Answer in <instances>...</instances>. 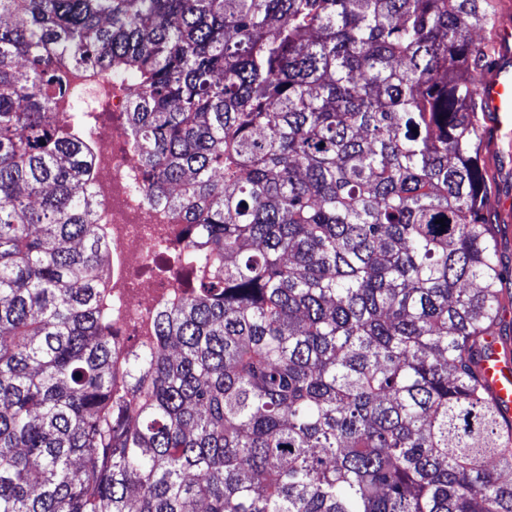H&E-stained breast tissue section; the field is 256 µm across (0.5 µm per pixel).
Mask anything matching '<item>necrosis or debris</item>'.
I'll use <instances>...</instances> for the list:
<instances>
[{"label":"necrosis or debris","instance_id":"obj_1","mask_svg":"<svg viewBox=\"0 0 512 512\" xmlns=\"http://www.w3.org/2000/svg\"><path fill=\"white\" fill-rule=\"evenodd\" d=\"M78 99L108 100L109 121L99 122L94 137L97 157L91 190L106 229V292L112 300V333L134 337L148 346L158 309L179 299L188 278L197 273L183 259L187 226L165 206L152 204L139 193L137 158L124 130L128 98L122 83L93 72L70 76Z\"/></svg>","mask_w":512,"mask_h":512}]
</instances>
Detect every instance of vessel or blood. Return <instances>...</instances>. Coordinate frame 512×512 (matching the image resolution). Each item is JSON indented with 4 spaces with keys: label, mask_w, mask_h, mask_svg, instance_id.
Returning <instances> with one entry per match:
<instances>
[{
    "label": "vessel or blood",
    "mask_w": 512,
    "mask_h": 512,
    "mask_svg": "<svg viewBox=\"0 0 512 512\" xmlns=\"http://www.w3.org/2000/svg\"><path fill=\"white\" fill-rule=\"evenodd\" d=\"M497 35L499 47L509 59L483 73L474 95L480 110L492 115L497 130L503 132L512 129V14L502 13ZM492 348V355L483 364L485 384L504 415L512 419V353L497 340Z\"/></svg>",
    "instance_id": "b4317fda"
}]
</instances>
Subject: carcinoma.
Masks as SVG:
<instances>
[{
  "label": "carcinoma",
  "instance_id": "1",
  "mask_svg": "<svg viewBox=\"0 0 512 512\" xmlns=\"http://www.w3.org/2000/svg\"><path fill=\"white\" fill-rule=\"evenodd\" d=\"M498 0H0V512H512L473 122ZM72 70L210 272L109 327ZM444 219L446 227L437 224Z\"/></svg>",
  "mask_w": 512,
  "mask_h": 512
}]
</instances>
